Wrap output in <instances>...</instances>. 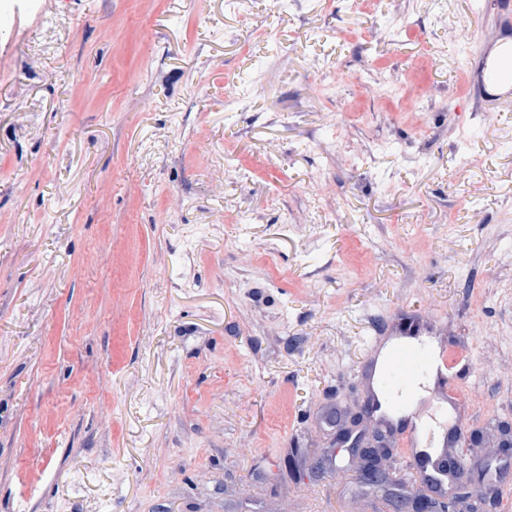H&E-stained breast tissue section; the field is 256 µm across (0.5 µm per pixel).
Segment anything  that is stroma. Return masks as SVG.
<instances>
[{
	"label": "stroma",
	"instance_id": "stroma-1",
	"mask_svg": "<svg viewBox=\"0 0 512 512\" xmlns=\"http://www.w3.org/2000/svg\"><path fill=\"white\" fill-rule=\"evenodd\" d=\"M496 2L0 0V512H350L288 460L398 321L512 425ZM478 78L481 84L480 102L484 106H491L496 101L493 94L487 92V88H499L509 86L512 88V47L504 51L491 62H484Z\"/></svg>",
	"mask_w": 512,
	"mask_h": 512
}]
</instances>
